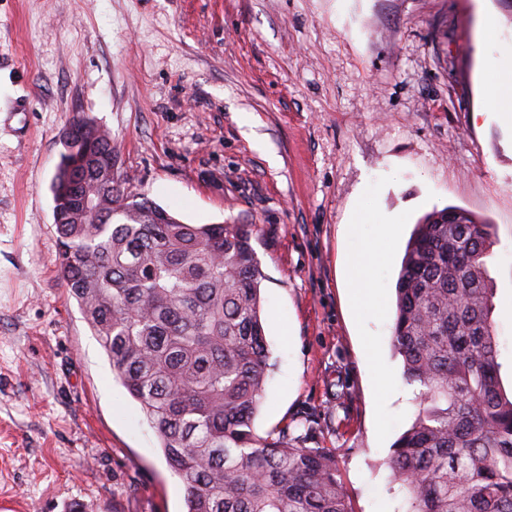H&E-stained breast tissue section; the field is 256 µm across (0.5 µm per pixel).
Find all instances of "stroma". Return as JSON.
Instances as JSON below:
<instances>
[{"label": "stroma", "mask_w": 512, "mask_h": 512, "mask_svg": "<svg viewBox=\"0 0 512 512\" xmlns=\"http://www.w3.org/2000/svg\"><path fill=\"white\" fill-rule=\"evenodd\" d=\"M504 53L499 0H0V512H186L59 283L49 186L78 112L111 130L128 190L187 224L254 225L273 363L255 431L330 449L353 512H396L388 459L418 407L395 285L433 210L493 226L512 393V125L479 79ZM387 223L377 302L353 305L344 261Z\"/></svg>", "instance_id": "35a3bbf8"}]
</instances>
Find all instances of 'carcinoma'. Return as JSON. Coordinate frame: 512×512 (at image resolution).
<instances>
[{
	"mask_svg": "<svg viewBox=\"0 0 512 512\" xmlns=\"http://www.w3.org/2000/svg\"><path fill=\"white\" fill-rule=\"evenodd\" d=\"M51 183L58 278L155 429L187 512H352L336 456L254 419L271 372L251 224H184L112 181V132L76 113ZM415 225L392 345L419 388L389 457L397 512H512L490 225L458 207Z\"/></svg>",
	"mask_w": 512,
	"mask_h": 512,
	"instance_id": "1",
	"label": "carcinoma"
}]
</instances>
